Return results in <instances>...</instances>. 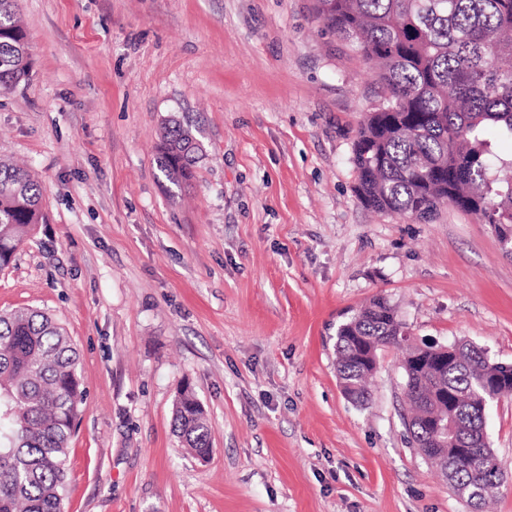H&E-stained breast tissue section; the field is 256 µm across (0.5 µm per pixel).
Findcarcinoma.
Wrapping results in <instances>:
<instances>
[{
	"instance_id": "carcinoma-1",
	"label": "carcinoma",
	"mask_w": 512,
	"mask_h": 512,
	"mask_svg": "<svg viewBox=\"0 0 512 512\" xmlns=\"http://www.w3.org/2000/svg\"><path fill=\"white\" fill-rule=\"evenodd\" d=\"M16 0H0V89L29 75L26 31ZM316 17L350 42L383 89L354 142L355 191L369 209L428 222L448 204L497 235L512 232V160L495 162L487 132L512 138V0H315ZM174 185H188L202 149L191 126L174 121L157 148ZM40 183L0 159V270L33 226L45 223ZM396 345L404 356V424L430 445L434 416L449 411L448 440L428 464L455 495L491 512L504 471L481 433L480 382L512 395V364L461 342L448 363L416 344L396 308L372 298L336 333V375L356 405L371 400L360 347ZM79 354L66 329L38 308L0 314V512H63L67 449L84 401ZM174 427L198 458L211 452V426L190 386L175 401Z\"/></svg>"
}]
</instances>
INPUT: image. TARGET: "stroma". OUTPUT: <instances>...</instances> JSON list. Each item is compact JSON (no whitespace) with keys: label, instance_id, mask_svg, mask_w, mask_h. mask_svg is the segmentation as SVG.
I'll use <instances>...</instances> for the list:
<instances>
[{"label":"stroma","instance_id":"obj_1","mask_svg":"<svg viewBox=\"0 0 512 512\" xmlns=\"http://www.w3.org/2000/svg\"><path fill=\"white\" fill-rule=\"evenodd\" d=\"M314 0H18L28 77L0 92V157L44 187L0 271V311L53 314L86 398L67 512H472L406 437L400 353L349 402L336 332L385 296L417 341L512 362V258L453 206L426 224L364 207L353 143L381 88ZM171 118L191 185L157 165ZM190 385L211 424L173 431ZM488 442L512 512V398ZM158 165L174 185H188L194 178V165L202 149L192 133L191 126L173 121L157 148ZM174 416V431L182 446L198 458L208 456L212 450L211 426L190 385H185L178 393Z\"/></svg>","mask_w":512,"mask_h":512}]
</instances>
